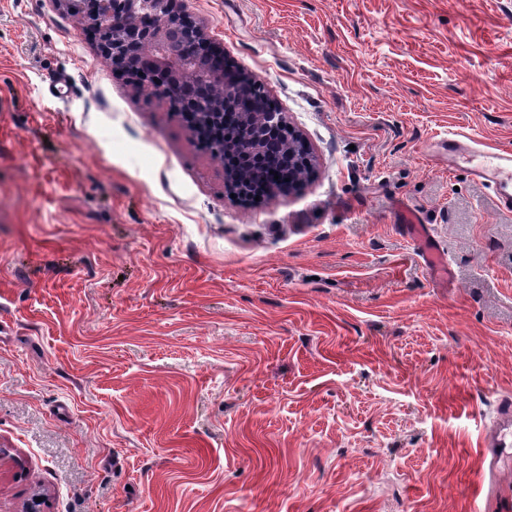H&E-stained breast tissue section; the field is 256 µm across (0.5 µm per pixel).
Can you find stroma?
<instances>
[{"mask_svg": "<svg viewBox=\"0 0 512 512\" xmlns=\"http://www.w3.org/2000/svg\"><path fill=\"white\" fill-rule=\"evenodd\" d=\"M309 144L253 203L51 0H0V512H476L512 398V0H187ZM448 258L447 285L400 224ZM474 139L463 134H448L438 143L448 153V166L466 168L470 175L499 194L501 208L512 211V195L504 189L512 185V156L510 152L479 148Z\"/></svg>", "mask_w": 512, "mask_h": 512, "instance_id": "1", "label": "stroma"}]
</instances>
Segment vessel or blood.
Listing matches in <instances>:
<instances>
[{
	"instance_id": "obj_1",
	"label": "vessel or blood",
	"mask_w": 512,
	"mask_h": 512,
	"mask_svg": "<svg viewBox=\"0 0 512 512\" xmlns=\"http://www.w3.org/2000/svg\"><path fill=\"white\" fill-rule=\"evenodd\" d=\"M439 149L448 155V163L453 167L466 168L470 175L487 188L498 193L503 210L512 211V195L506 189L512 185V153L493 148H480L474 145L470 136L452 134L438 144ZM411 235L422 239V257L427 265L441 270L446 265L444 253L429 239L425 228L420 224L409 225ZM500 435L488 440L492 465H499L512 453V401H504L499 409Z\"/></svg>"
}]
</instances>
